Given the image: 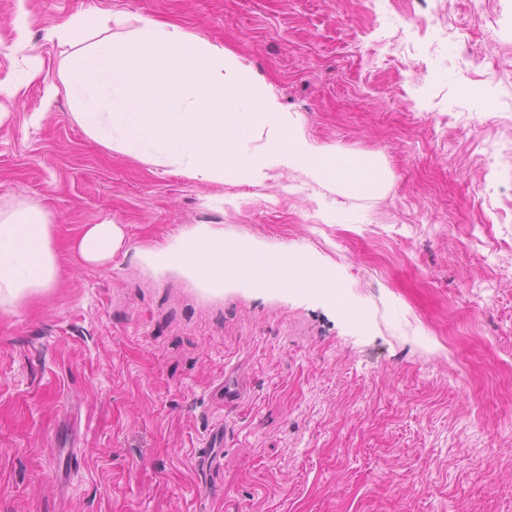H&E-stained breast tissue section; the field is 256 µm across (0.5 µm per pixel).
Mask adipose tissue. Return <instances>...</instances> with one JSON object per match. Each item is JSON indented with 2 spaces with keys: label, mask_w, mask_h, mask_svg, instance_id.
<instances>
[{
  "label": "adipose tissue",
  "mask_w": 512,
  "mask_h": 512,
  "mask_svg": "<svg viewBox=\"0 0 512 512\" xmlns=\"http://www.w3.org/2000/svg\"><path fill=\"white\" fill-rule=\"evenodd\" d=\"M101 11L97 25L77 14L50 36L69 47L59 77L72 115L86 135L112 153L209 185L262 186L301 169L350 194L378 188L380 167L313 141L272 87L223 45L184 26ZM118 32H109V25ZM122 225H84L68 243L83 263L106 266L125 246ZM152 269L174 272L220 293L233 266L249 270L252 288L312 289L334 296L349 318L359 310L339 293L335 267L287 251L272 255L249 240L198 224L146 252ZM61 280L59 246L48 211L34 203L0 207V312Z\"/></svg>",
  "instance_id": "adipose-tissue-1"
}]
</instances>
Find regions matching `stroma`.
<instances>
[{"instance_id":"stroma-1","label":"stroma","mask_w":512,"mask_h":512,"mask_svg":"<svg viewBox=\"0 0 512 512\" xmlns=\"http://www.w3.org/2000/svg\"><path fill=\"white\" fill-rule=\"evenodd\" d=\"M100 9L224 44L381 188L202 185L95 144L46 100L48 30ZM0 80V206L48 210L62 267L0 314V512H512V0H0ZM104 221L125 251L80 264ZM196 224L335 265L362 322L140 261ZM125 231L120 224L104 221L85 224L68 243V249L85 264L107 266L125 246Z\"/></svg>"}]
</instances>
